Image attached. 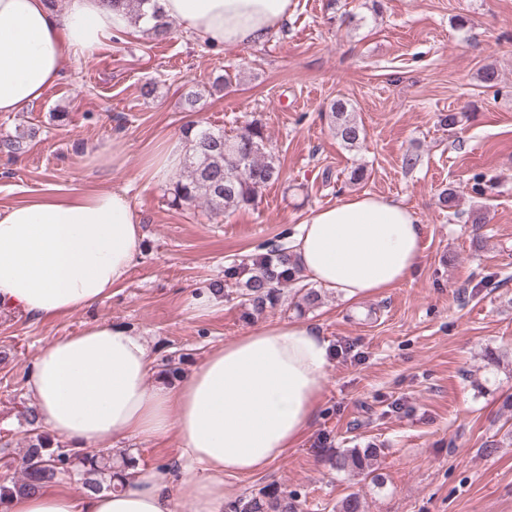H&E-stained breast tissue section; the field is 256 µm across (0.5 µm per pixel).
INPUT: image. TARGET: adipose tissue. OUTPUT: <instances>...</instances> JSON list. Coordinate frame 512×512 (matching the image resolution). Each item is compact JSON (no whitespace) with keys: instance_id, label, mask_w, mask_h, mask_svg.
I'll return each mask as SVG.
<instances>
[{"instance_id":"obj_1","label":"adipose tissue","mask_w":512,"mask_h":512,"mask_svg":"<svg viewBox=\"0 0 512 512\" xmlns=\"http://www.w3.org/2000/svg\"><path fill=\"white\" fill-rule=\"evenodd\" d=\"M164 14L216 49L266 38L292 0H160ZM133 24L106 0H0V113L24 112L59 82L68 59L88 56ZM175 136L142 170L163 181L186 154ZM424 227L403 202L362 194L313 211L293 251L308 278L347 301L408 280L422 259ZM143 239L126 192L51 185L0 209V305L29 317L90 308L129 274ZM330 365L314 324L271 321L250 329L178 384L150 381L153 360L132 328L95 322L43 349L27 387L44 427L72 448L175 435L195 468L168 479L138 471L116 492L77 497L48 486L13 498L8 512H224V478L270 467L309 428Z\"/></svg>"}]
</instances>
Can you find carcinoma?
Here are the masks:
<instances>
[{
	"label": "carcinoma",
	"mask_w": 512,
	"mask_h": 512,
	"mask_svg": "<svg viewBox=\"0 0 512 512\" xmlns=\"http://www.w3.org/2000/svg\"><path fill=\"white\" fill-rule=\"evenodd\" d=\"M114 8H123L134 22L144 21L150 33L163 41L175 32L176 24L162 12L158 0H107ZM354 107L345 98L329 104L328 117L336 138L348 148H358L366 139V131L353 117ZM39 129L32 126L15 133H0V154L16 156L26 152L35 141ZM189 150L183 174L170 188L169 203L173 207L194 202L204 203L211 213L227 212L254 206L262 191L280 178L281 167L268 149L264 125L251 120L232 135L222 128L197 127L190 122L182 127ZM224 279L244 281L241 306L261 314L275 308L281 287L300 279L297 258L288 246L273 245L248 263L232 260L224 265ZM28 448L21 457L19 475L0 482V508H7L15 495L32 494L65 477H76L84 493L118 490L131 479L138 459L127 452L116 455L102 449L75 451L43 430L36 409L24 413ZM378 449L344 448L330 454L329 465L363 481L378 484L374 460ZM241 512H298L296 494L269 485L252 494L240 505ZM336 512H365V501L352 492L336 504Z\"/></svg>",
	"instance_id": "1"
}]
</instances>
